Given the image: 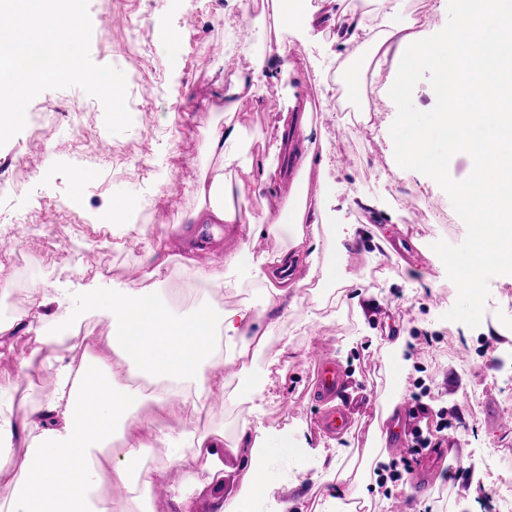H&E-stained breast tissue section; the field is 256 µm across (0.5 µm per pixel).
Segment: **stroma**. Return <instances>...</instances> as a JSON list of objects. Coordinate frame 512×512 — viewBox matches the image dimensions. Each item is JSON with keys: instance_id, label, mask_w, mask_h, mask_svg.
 Segmentation results:
<instances>
[{"instance_id": "stroma-1", "label": "stroma", "mask_w": 512, "mask_h": 512, "mask_svg": "<svg viewBox=\"0 0 512 512\" xmlns=\"http://www.w3.org/2000/svg\"><path fill=\"white\" fill-rule=\"evenodd\" d=\"M243 16L238 0H89L92 21L90 57L95 64L123 71L131 127L108 132L101 102L71 87L47 90L29 104L26 126L0 147V225H13L7 249H0V297L41 287L46 303L38 316L22 319L16 332L0 337V387L11 389L16 405L45 399L42 387L20 386L32 349L46 323L79 305L81 290L103 279L116 288L148 287L145 241L135 225L163 232L196 205L194 187L206 164L203 128L211 120L206 103L221 91L232 72L245 73L253 49H264L268 69L253 98L235 119L250 139V152L267 156L276 168V190L285 193L292 156L271 153L281 138L279 105L289 92L335 100L332 76L340 43L329 0H307L314 17L308 36L282 52L273 21L255 0ZM179 34L178 59L161 43L162 32ZM291 68H284V61ZM436 74L418 76L415 89L385 101L382 109L322 112L312 140L328 158L322 172H310L309 195L323 193L337 215L345 267L357 284L332 293L306 285L297 289L296 308L273 311L264 328L265 347L251 368L265 387L252 400L241 399L244 382L235 363L223 368L224 398L191 420L197 433L237 437L251 428L298 430L310 448H348L356 457L368 450V432L389 374V333L418 349L410 369H398L403 397L427 392L433 411L449 415L451 426L433 433V445H447L434 484L416 494L410 484L392 481L389 467L372 476L364 492L369 512H387L404 501L405 512H493V459L512 461V425L485 426L487 402L512 415V272L484 277L476 297L463 295L457 281L471 258L473 242L449 184L470 176L471 158L445 146L436 151L448 161L445 182H421L410 170L395 174L398 146L413 124L429 123L437 107ZM124 202L129 224L112 221L115 202ZM448 210V221L432 223L429 210ZM41 225L32 234L31 225ZM227 289L200 285L196 301L227 309L262 307L260 283L238 269L225 268ZM325 341L345 372L350 395H364L366 410L341 438L323 436L314 422L319 406L311 398L306 356ZM183 488L185 512H214L211 489L186 484L182 469L150 505L174 512V490ZM334 483L317 482L295 456L272 463L267 473L264 512H325Z\"/></svg>"}]
</instances>
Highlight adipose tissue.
<instances>
[{
	"instance_id": "1",
	"label": "adipose tissue",
	"mask_w": 512,
	"mask_h": 512,
	"mask_svg": "<svg viewBox=\"0 0 512 512\" xmlns=\"http://www.w3.org/2000/svg\"><path fill=\"white\" fill-rule=\"evenodd\" d=\"M396 0H374L373 14L386 20L375 29L371 16L336 13L343 31L340 65L368 60L375 72H388L392 82L386 94L406 91L420 69L437 73L438 109L432 122L401 142L404 158L432 183L442 182L445 170L431 151L433 141L449 142L473 159L470 180L449 186L469 224L474 253L468 271L471 287L493 271H512V0H466L455 29L427 35L415 31L409 19H394ZM274 30L279 42H290L313 17L305 0H271ZM266 70V57L256 52L248 73L233 77L209 104L224 115L223 122L207 123L203 130L208 164L194 193L197 206L184 213L182 223L212 225L214 235L192 240L183 257L194 281L224 288V270L243 266L263 277V267L287 268L301 260L310 277L322 283L352 286L342 263L319 258L317 225L333 216L324 197L309 201L301 182L294 183L290 212L263 210L252 214V201L243 180L255 166L241 141L234 116L252 97ZM287 107L297 113L299 133L293 144L298 175H307L314 162L310 139V103L289 97ZM239 167L234 177L230 168ZM246 227L252 237L288 234L286 251L253 257L245 251L228 252L223 225ZM209 248L213 263L198 264L194 251ZM289 291L287 280L266 287L265 308L233 311L190 303L179 317L169 313L158 288L117 294L92 286L83 291V304L72 309L67 322L57 324L47 339L60 354L45 360L55 368L54 390L43 405L23 421H16L12 397L0 388V472L18 467L13 488L14 512H150L153 483L164 481L170 467L198 466L210 481L224 476L225 453L238 459L242 471L237 492L216 499V512H258L262 482L272 457L276 433L243 429L232 446L223 437L202 435L185 422L200 404L214 400L224 380L215 371L225 355L243 358L248 345L262 347L265 335L255 333L269 311L280 307ZM94 316L106 323L102 347L79 368L66 362L72 338L69 324ZM155 382L150 393L129 386L133 377ZM150 413H142L143 403ZM124 419L123 447L112 445L117 419ZM178 437L184 453L166 464L147 467L152 442ZM111 474L120 495L103 498L102 477Z\"/></svg>"
}]
</instances>
